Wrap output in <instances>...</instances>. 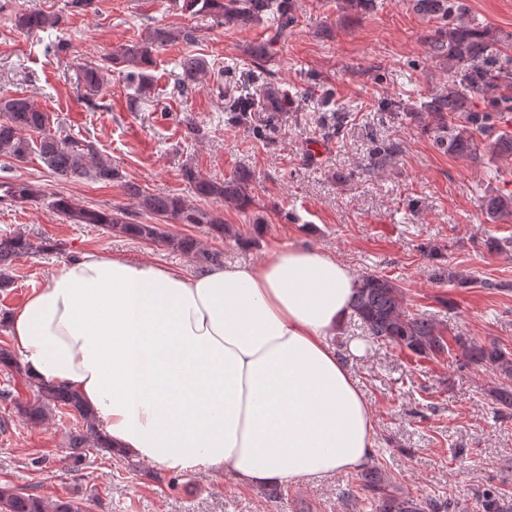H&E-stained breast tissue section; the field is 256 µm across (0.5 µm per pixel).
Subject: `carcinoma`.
<instances>
[{"instance_id":"carcinoma-1","label":"carcinoma","mask_w":512,"mask_h":512,"mask_svg":"<svg viewBox=\"0 0 512 512\" xmlns=\"http://www.w3.org/2000/svg\"><path fill=\"white\" fill-rule=\"evenodd\" d=\"M180 12L197 17H209L218 23L242 28L266 22L279 37L295 22L293 0H174ZM417 12L441 21L424 39L427 55L442 64H448V85L424 104V111L412 117L433 126L440 136L437 143L449 154L463 158L477 157L476 136L491 139L490 147L501 156H512V132L502 127L504 116L512 112V33L504 34L484 23L466 16L461 0H413ZM60 22L40 11H25L15 17V26L27 33L40 31ZM196 41L194 30L161 25L148 28L143 39L123 44L97 60L79 59L73 63L76 87L84 102L98 107L104 74L112 69H128L127 78L134 85L135 95L147 92L154 66V52L175 41ZM180 72L174 92L184 95L195 87L199 76L208 68L205 58L194 54L179 62ZM482 97L483 110L473 107V100ZM283 111V96L272 88L258 98L233 100L228 120L236 126L256 133V113L268 112L266 123H271ZM396 151L392 143H377L372 149L370 164L380 167ZM36 154L56 176L66 181L93 180L110 183L121 178L119 169L107 160L95 156L92 142L61 138L50 130V116L34 102L23 96L0 98V155L18 163ZM183 175L191 192L203 200H218L246 210L252 205L250 194L253 174L241 169L224 180L199 176L190 167ZM126 194L136 200L138 211H107L74 204L61 195L53 197L52 208L71 224H100L110 231L120 232L134 240L153 241L165 236L158 223H144L139 214H146L166 224H206L209 230L224 234V220L204 209L191 207L174 194L148 193L135 183L125 184ZM42 190L21 179L0 181V201L17 204L37 203ZM486 215L491 221L512 217V195H494L485 202ZM172 249L195 255L201 265L221 263V254L201 249L190 237H171ZM35 249L31 240L21 234L0 235V271ZM439 281L469 285L474 280L453 267L436 275ZM404 294L400 287L384 275L367 273L360 278L352 302L368 335L396 348L414 354L435 357L449 350V338L437 324L426 317H409L403 311ZM455 343L465 349L467 362L489 369L505 379L493 391L497 404L512 409V355L498 345H472L462 335ZM38 397L32 404H18L19 413L30 420H43L54 410L73 416L86 424V432L73 436L70 447L87 455L88 440L99 442L93 419L84 409L78 395L57 390L46 384L36 386ZM364 494L378 502L379 512H441L442 506L427 498L410 494H393L377 472L364 474L361 484ZM0 512H80L69 501L48 506L42 499L23 494L9 487H0Z\"/></svg>"}]
</instances>
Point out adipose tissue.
<instances>
[{
  "label": "adipose tissue",
  "instance_id": "ef3b65f1",
  "mask_svg": "<svg viewBox=\"0 0 512 512\" xmlns=\"http://www.w3.org/2000/svg\"><path fill=\"white\" fill-rule=\"evenodd\" d=\"M358 285L295 244L192 274L87 251L7 322L27 377L75 392L112 453L295 486L374 454L370 406L331 343Z\"/></svg>",
  "mask_w": 512,
  "mask_h": 512
}]
</instances>
